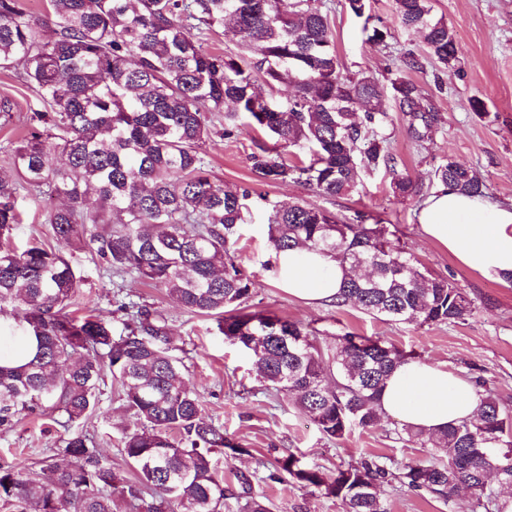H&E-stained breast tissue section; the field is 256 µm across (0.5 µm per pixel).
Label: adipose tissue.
<instances>
[{"label":"adipose tissue","mask_w":512,"mask_h":512,"mask_svg":"<svg viewBox=\"0 0 512 512\" xmlns=\"http://www.w3.org/2000/svg\"><path fill=\"white\" fill-rule=\"evenodd\" d=\"M417 221L465 267L496 279L512 273V205H494L441 185L424 201ZM274 265L279 286L311 304L334 301L350 275L332 255L319 251L278 252ZM480 404L470 381L419 360L398 366L380 396L388 415L431 432L476 416Z\"/></svg>","instance_id":"ef3b65f1"}]
</instances>
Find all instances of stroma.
I'll return each mask as SVG.
<instances>
[{"mask_svg":"<svg viewBox=\"0 0 512 512\" xmlns=\"http://www.w3.org/2000/svg\"><path fill=\"white\" fill-rule=\"evenodd\" d=\"M326 13L344 74L358 76L372 71L387 79L394 73L419 85L436 118L433 142L417 141L409 122L393 99L384 109L389 121L383 129L400 168L413 179L430 183L442 158L471 167L487 185L486 201L512 204V0H430L432 13L444 18L458 47V60L444 67L431 59L420 35L402 28L395 20L392 0H366V12L375 24L386 27L385 42H367L363 21L349 10L346 0H315ZM414 54L421 68L406 66ZM15 103L11 116H0V172L9 171V153L30 131L29 116L38 103L24 82V67L14 64L0 70V96ZM482 101L486 115H478L474 101ZM264 134L239 131L224 134V117L215 115L213 133L204 146L214 175L226 184L250 192L251 217L240 228L236 262L253 281L251 308L264 309L314 327L322 348L336 344L339 334L357 332L381 337L418 360L442 365L448 371L484 383L501 406L512 411V281L490 279L461 266L437 243L427 239L417 222L420 200L392 195L389 178L377 171L366 175L361 192L336 197L322 196L306 186L270 183L252 168L250 155L265 143ZM22 220L13 232L16 245L36 238L48 246L56 241L46 221L48 204L28 186L18 190ZM306 202L349 224L358 216L379 221L395 231L401 246L420 268L447 277L472 302L463 320L421 326L375 318L351 307L309 305L274 284V251L268 241L267 218L272 205ZM67 257L81 285L74 307L110 320L122 330L127 316L121 302L134 301L158 310L170 336L169 353L183 366L188 384L201 396L203 416L221 426L245 452L219 458L225 483L236 472L252 477V493L270 512H344L340 499L323 495L290 480L272 481L268 474L276 458L295 453L308 464L328 472L376 456L401 466L434 456L431 448L398 439V419L371 429H354L341 439L323 435L303 415L294 395L262 381L252 357L226 341L214 317L184 310L164 290L142 283L136 276L108 274L95 262L90 250H71ZM95 412L80 425L93 435L114 471L133 477L134 471L121 452L124 431L134 428L135 418L123 400L122 388L111 373H104ZM66 431L48 419L25 418L9 429H0V462L49 456L60 447ZM379 496L388 512H472L470 494L460 493L444 501L425 491H412L392 482L382 484Z\"/></svg>","mask_w":512,"mask_h":512,"instance_id":"1","label":"stroma"}]
</instances>
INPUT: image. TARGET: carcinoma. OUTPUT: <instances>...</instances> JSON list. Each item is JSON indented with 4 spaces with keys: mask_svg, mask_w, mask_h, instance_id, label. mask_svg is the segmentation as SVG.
<instances>
[{
    "mask_svg": "<svg viewBox=\"0 0 512 512\" xmlns=\"http://www.w3.org/2000/svg\"><path fill=\"white\" fill-rule=\"evenodd\" d=\"M393 10L431 57L444 66L457 61L453 33L431 15L430 0H393ZM219 29L236 40L238 54L204 46ZM17 62L44 111L13 149V174L0 175V313L25 326L37 346L25 364L0 365V428L37 416L71 429L93 413L107 367L137 420L121 437L135 477H121L94 438L75 432L57 449L59 462L0 463V512H116L119 503L126 512H172L174 502L183 512H222L229 498L245 499L244 512H268L245 474L236 476L240 493L224 485L214 455L247 449L203 418L200 396L169 355L162 315L123 303L129 323L119 333L77 315L80 279L65 251L89 247L111 273L134 274L188 312L215 316L224 338L249 352L276 390L296 394L324 435L374 428L387 418L379 407L384 380L411 356L353 332L326 355L310 326L249 309L251 281L235 260L249 191L217 179L202 146L218 112L224 135L259 129L274 140L251 154L270 183L339 196L383 170L394 196L417 197L421 183L398 169L382 134L383 101L392 96L413 137L431 140L435 115L421 88L401 75L387 84L371 71L344 75L328 17L311 0H49L43 19L20 0H0V69ZM260 80L289 85L292 94L276 100ZM355 103L365 106L361 118ZM20 180L58 200L47 216L58 247L13 243ZM433 181L486 195L471 168L448 158ZM268 235L277 252H327L353 272L371 262L369 276L344 281L338 307L419 325L454 323L471 309L447 278L420 271L379 221L345 224L309 204L275 205ZM399 434L445 460L393 470L371 458L328 474L289 453L268 478L313 487L346 512H386L370 486L392 480L448 502L465 488L482 512L497 506L490 476L512 485V413L490 394L469 421L439 432L404 425Z\"/></svg>",
    "mask_w": 512,
    "mask_h": 512,
    "instance_id": "cac0c4a2",
    "label": "carcinoma"
}]
</instances>
